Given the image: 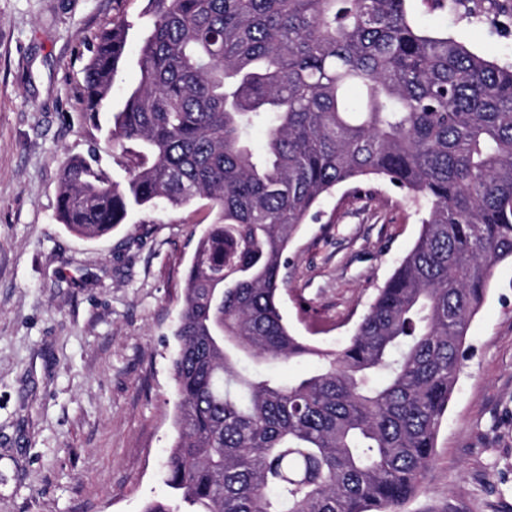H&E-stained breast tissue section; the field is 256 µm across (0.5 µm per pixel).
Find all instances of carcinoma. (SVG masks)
I'll use <instances>...</instances> for the list:
<instances>
[{
	"label": "carcinoma",
	"mask_w": 512,
	"mask_h": 512,
	"mask_svg": "<svg viewBox=\"0 0 512 512\" xmlns=\"http://www.w3.org/2000/svg\"><path fill=\"white\" fill-rule=\"evenodd\" d=\"M144 2L140 78L111 113L126 181L71 157L57 205L87 239L136 211L205 200L215 213L175 330L176 504L143 512H398L432 460L470 322L512 260V67L426 32L407 0ZM131 29L97 36L93 115ZM369 177L424 205L421 233L349 342L323 349L288 325L281 269L319 200ZM304 357L316 367L286 382L265 369Z\"/></svg>",
	"instance_id": "carcinoma-1"
}]
</instances>
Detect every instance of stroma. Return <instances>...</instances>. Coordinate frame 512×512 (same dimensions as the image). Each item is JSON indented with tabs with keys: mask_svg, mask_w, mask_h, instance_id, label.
Masks as SVG:
<instances>
[{
	"mask_svg": "<svg viewBox=\"0 0 512 512\" xmlns=\"http://www.w3.org/2000/svg\"><path fill=\"white\" fill-rule=\"evenodd\" d=\"M142 0H0V512H143L168 496L171 359L205 203L132 214L86 240L56 219L62 160L96 155L118 181L110 110L136 84L139 29L90 118L84 68L97 35ZM411 15L472 53L512 65V0H457ZM302 226L282 270L290 327L333 349L399 260L421 215L375 180L342 186ZM439 426L421 491L402 512H512V262L497 266Z\"/></svg>",
	"mask_w": 512,
	"mask_h": 512,
	"instance_id": "obj_1",
	"label": "stroma"
}]
</instances>
